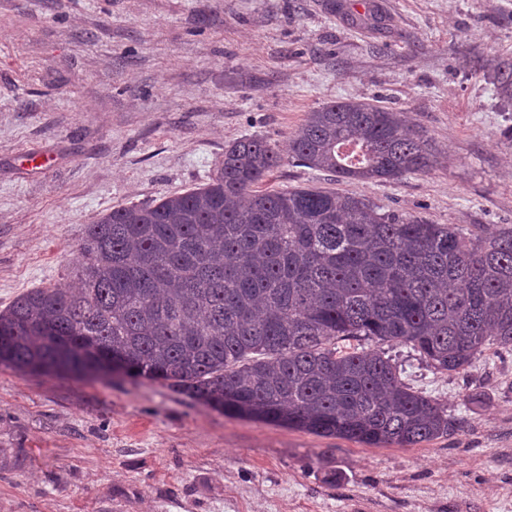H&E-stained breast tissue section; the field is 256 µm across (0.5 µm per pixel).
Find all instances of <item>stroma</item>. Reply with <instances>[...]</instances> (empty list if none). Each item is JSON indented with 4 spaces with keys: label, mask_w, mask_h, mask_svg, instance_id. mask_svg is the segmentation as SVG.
<instances>
[{
    "label": "stroma",
    "mask_w": 512,
    "mask_h": 512,
    "mask_svg": "<svg viewBox=\"0 0 512 512\" xmlns=\"http://www.w3.org/2000/svg\"><path fill=\"white\" fill-rule=\"evenodd\" d=\"M511 57L512 0H0V309L77 286L100 214L208 183L236 140L287 149L331 101L403 113L435 164L375 182L287 161L268 189L511 228L512 105L490 78ZM361 346L386 349L455 432L375 447L159 382L0 366V512H512V354L455 374Z\"/></svg>",
    "instance_id": "35a3bbf8"
}]
</instances>
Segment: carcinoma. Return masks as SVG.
Wrapping results in <instances>:
<instances>
[{"instance_id":"1","label":"carcinoma","mask_w":512,"mask_h":512,"mask_svg":"<svg viewBox=\"0 0 512 512\" xmlns=\"http://www.w3.org/2000/svg\"><path fill=\"white\" fill-rule=\"evenodd\" d=\"M512 104V59L493 68ZM357 141V165L337 148ZM291 157L341 179L393 181L432 166L400 113L361 101L310 112L288 155L249 137L211 182L89 225L81 288H33L0 309V365L20 374L91 370L92 350L226 414L321 436L409 447L456 428L376 338L460 372L489 346L512 351V229L485 237L381 212L312 187L257 185Z\"/></svg>"}]
</instances>
